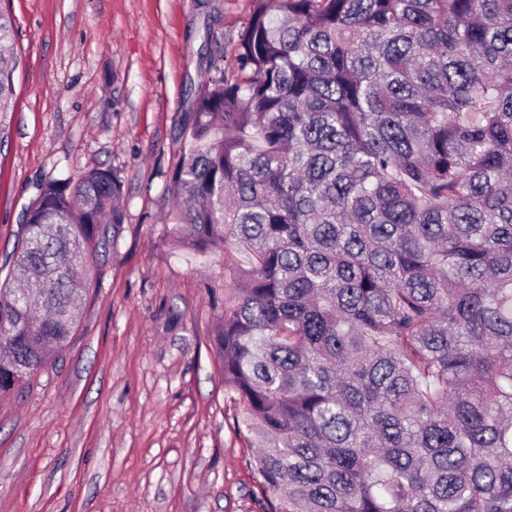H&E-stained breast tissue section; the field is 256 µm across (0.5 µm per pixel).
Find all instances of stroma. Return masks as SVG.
I'll list each match as a JSON object with an SVG mask.
<instances>
[{"label":"stroma","mask_w":512,"mask_h":512,"mask_svg":"<svg viewBox=\"0 0 512 512\" xmlns=\"http://www.w3.org/2000/svg\"><path fill=\"white\" fill-rule=\"evenodd\" d=\"M20 59L0 135V280L46 177L124 183L69 345L0 394V512H271L215 333L221 251L170 235L196 60L230 67L252 0H0Z\"/></svg>","instance_id":"obj_1"}]
</instances>
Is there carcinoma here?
<instances>
[{"label":"carcinoma","instance_id":"obj_1","mask_svg":"<svg viewBox=\"0 0 512 512\" xmlns=\"http://www.w3.org/2000/svg\"><path fill=\"white\" fill-rule=\"evenodd\" d=\"M213 66L172 234L238 256L215 344L272 512H512V0H253ZM122 193L109 169L37 185L0 393L74 335Z\"/></svg>","mask_w":512,"mask_h":512}]
</instances>
